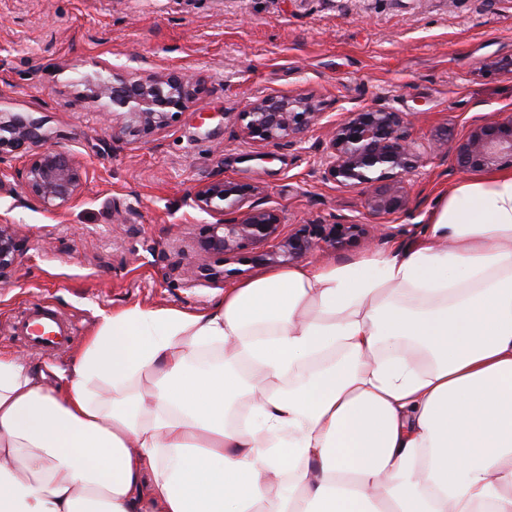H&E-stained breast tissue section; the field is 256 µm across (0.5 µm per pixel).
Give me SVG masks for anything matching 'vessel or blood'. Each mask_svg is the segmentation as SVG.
<instances>
[{
  "label": "vessel or blood",
  "instance_id": "b4317fda",
  "mask_svg": "<svg viewBox=\"0 0 512 512\" xmlns=\"http://www.w3.org/2000/svg\"><path fill=\"white\" fill-rule=\"evenodd\" d=\"M13 332L32 350L52 354L67 348L77 330L74 322L61 316L42 300L29 303L14 323Z\"/></svg>",
  "mask_w": 512,
  "mask_h": 512
}]
</instances>
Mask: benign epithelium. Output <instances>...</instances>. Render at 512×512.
Listing matches in <instances>:
<instances>
[{
    "instance_id": "7a95c632",
    "label": "benign epithelium",
    "mask_w": 512,
    "mask_h": 512,
    "mask_svg": "<svg viewBox=\"0 0 512 512\" xmlns=\"http://www.w3.org/2000/svg\"><path fill=\"white\" fill-rule=\"evenodd\" d=\"M101 70L97 81L86 85L84 95L100 103L104 117H121V134L134 141L163 133L178 114L197 104V81L186 73L119 74L105 62ZM322 117L320 104L310 96L270 94L248 103L239 113V123L247 141L292 146L302 142ZM409 126L407 114L386 107L374 105L349 113L331 127L322 179L341 190H360L367 212L385 217L408 213L406 177L446 149L462 171L512 168L511 114L475 120L451 144L438 136L420 144L408 133ZM55 137L57 133L31 113L1 109L0 159L17 153L28 159L12 172L0 169V190L13 182L50 211L75 202L85 191L87 172L72 153L45 146ZM262 193L256 185L224 179L196 188L194 205L215 222L202 225L192 244L194 259L182 270L187 282L224 281V261L247 244L267 247L263 260L291 264L318 248L339 251L373 229L370 224L337 220L300 224L285 234L277 210L261 205ZM22 251L17 226L0 224L1 285L12 282Z\"/></svg>"
}]
</instances>
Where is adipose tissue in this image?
<instances>
[{
    "mask_svg": "<svg viewBox=\"0 0 512 512\" xmlns=\"http://www.w3.org/2000/svg\"><path fill=\"white\" fill-rule=\"evenodd\" d=\"M0 512H512V170L409 243L103 315L56 386L0 354Z\"/></svg>",
    "mask_w": 512,
    "mask_h": 512,
    "instance_id": "obj_1",
    "label": "adipose tissue"
}]
</instances>
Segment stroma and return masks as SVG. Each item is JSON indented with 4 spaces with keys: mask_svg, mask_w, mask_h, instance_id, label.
Returning a JSON list of instances; mask_svg holds the SVG:
<instances>
[{
    "mask_svg": "<svg viewBox=\"0 0 512 512\" xmlns=\"http://www.w3.org/2000/svg\"><path fill=\"white\" fill-rule=\"evenodd\" d=\"M512 0H0V103L45 118L87 170L83 196L44 210L20 187L0 193V224L24 239L15 280L0 287V353L24 351L9 325L41 299L78 327L57 356L29 354L57 384L102 315L134 305L197 311L267 271L259 247L224 264L218 285L187 286L178 272L209 214L202 183L260 186L284 230L339 217L370 224L358 191L321 178L332 123L380 104L411 113L412 137L453 138L474 119L512 114ZM143 72L183 70L201 102L159 136H113L80 81L98 61ZM310 94L325 113L295 146L244 140L238 114L269 94ZM453 155L431 157L407 181L410 214L384 217L381 234L336 252L345 261L416 238L441 192L464 179Z\"/></svg>",
    "mask_w": 512,
    "mask_h": 512,
    "instance_id": "35a3bbf8",
    "label": "stroma"
}]
</instances>
